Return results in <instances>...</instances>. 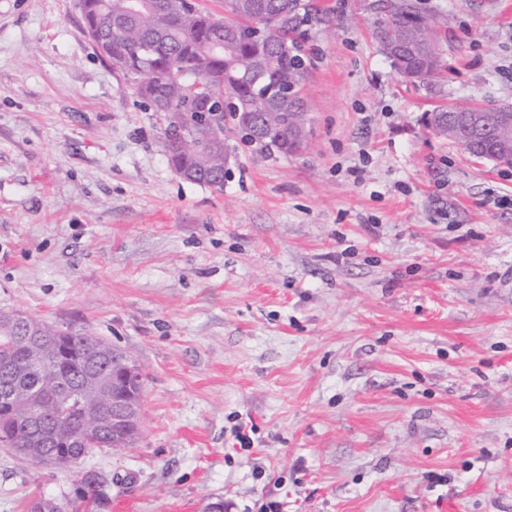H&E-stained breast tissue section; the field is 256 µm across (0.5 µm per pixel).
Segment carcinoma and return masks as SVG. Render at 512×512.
I'll return each instance as SVG.
<instances>
[{"mask_svg":"<svg viewBox=\"0 0 512 512\" xmlns=\"http://www.w3.org/2000/svg\"><path fill=\"white\" fill-rule=\"evenodd\" d=\"M151 8L137 14L127 11L128 0H78L85 31L112 66L130 78L133 94L141 103L162 116L166 124L168 161L199 176L211 167L229 173L228 141L239 135L262 154L294 155L304 141L288 139L291 109L309 111L303 88L307 76L303 42L309 13H301L300 0H224V16L199 6L182 8L179 0H148ZM381 16L375 33L387 48L391 38L401 34L411 39L420 35V25L432 20L412 0H381ZM154 46L147 56L143 43ZM434 53L412 48L399 57H389L392 66L414 86H430L441 75V61ZM294 89L285 101L279 92L283 84ZM224 101V111L210 112V100ZM469 112L473 105L434 108L428 117L432 132L454 139L448 125L438 121L448 111ZM206 124L208 140L197 153L181 149L183 134ZM51 336L62 337L70 359L65 367L79 381L94 348L85 344L93 335H78L32 318ZM46 418L65 410L76 429L85 427L78 411L68 410L41 395ZM0 445L28 458L37 456L40 440L22 423L0 408Z\"/></svg>","mask_w":512,"mask_h":512,"instance_id":"carcinoma-1","label":"carcinoma"}]
</instances>
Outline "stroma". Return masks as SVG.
Returning a JSON list of instances; mask_svg holds the SVG:
<instances>
[{"mask_svg": "<svg viewBox=\"0 0 512 512\" xmlns=\"http://www.w3.org/2000/svg\"><path fill=\"white\" fill-rule=\"evenodd\" d=\"M305 151L181 178L78 0H0V311L88 329L145 376L136 447L68 471L0 447V512H512V168L425 126L512 105V0H417L408 84L371 0H308ZM253 425L241 447L237 425ZM380 1L382 14L375 22V33L386 57L408 83L414 86L432 85L440 77L443 67L439 52L437 61H432L435 53H423L416 48L407 49L403 55L394 58L388 54L387 45L390 38L401 34L416 39L421 32L419 26L427 21H433V18L419 11L412 0ZM411 75L418 77L412 79Z\"/></svg>", "mask_w": 512, "mask_h": 512, "instance_id": "35a3bbf8", "label": "stroma"}]
</instances>
